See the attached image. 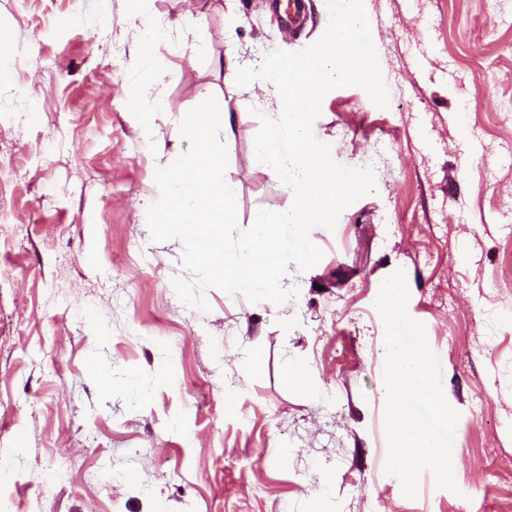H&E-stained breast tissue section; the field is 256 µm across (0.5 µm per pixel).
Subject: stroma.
Returning a JSON list of instances; mask_svg holds the SVG:
<instances>
[{
    "instance_id": "35a3bbf8",
    "label": "stroma",
    "mask_w": 512,
    "mask_h": 512,
    "mask_svg": "<svg viewBox=\"0 0 512 512\" xmlns=\"http://www.w3.org/2000/svg\"><path fill=\"white\" fill-rule=\"evenodd\" d=\"M0 0V500L20 512H512V0H364L389 104L329 91L316 138L375 190L312 230L280 305L183 303V243L152 240L157 168L207 98L235 116L239 230L292 189L257 162L273 96L225 67L317 41L326 0L289 30L276 0ZM459 412L457 491L385 471L384 280ZM306 371L308 387L292 372ZM233 405H226V397Z\"/></svg>"
}]
</instances>
